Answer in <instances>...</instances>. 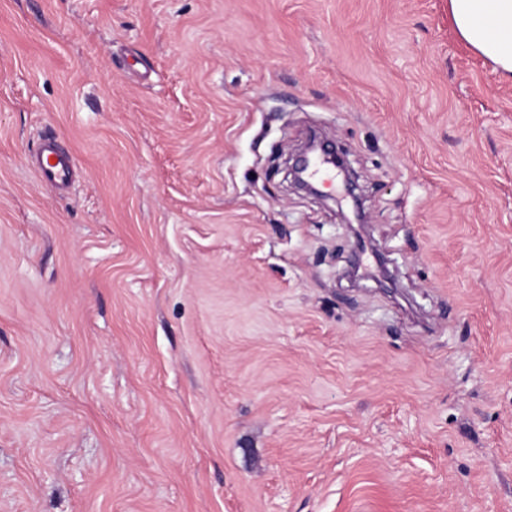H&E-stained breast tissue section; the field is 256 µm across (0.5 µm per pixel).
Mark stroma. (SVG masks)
I'll return each mask as SVG.
<instances>
[{"label":"stroma","instance_id":"1","mask_svg":"<svg viewBox=\"0 0 512 512\" xmlns=\"http://www.w3.org/2000/svg\"><path fill=\"white\" fill-rule=\"evenodd\" d=\"M0 512H512V82L448 0H0ZM34 159L36 171L43 183L52 186L61 194L69 189L76 174L75 162L57 137H44ZM316 153L325 156L332 155L334 157L336 168L343 176L345 195L346 197H349L352 202V219L347 218V224H368L369 217L364 212L360 195L357 193L359 186L356 176L349 168L346 160L340 156L339 153L334 150L333 146L327 141L325 142L314 138L309 139L304 151L296 158L292 167V174L295 183L310 192H317V190L302 177V174L307 171L313 156Z\"/></svg>","mask_w":512,"mask_h":512}]
</instances>
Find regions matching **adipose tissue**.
<instances>
[{"label":"adipose tissue","mask_w":512,"mask_h":512,"mask_svg":"<svg viewBox=\"0 0 512 512\" xmlns=\"http://www.w3.org/2000/svg\"><path fill=\"white\" fill-rule=\"evenodd\" d=\"M460 38L512 79V0H448Z\"/></svg>","instance_id":"adipose-tissue-1"}]
</instances>
